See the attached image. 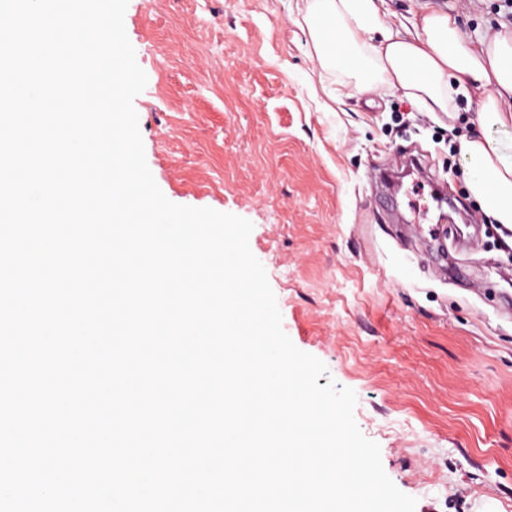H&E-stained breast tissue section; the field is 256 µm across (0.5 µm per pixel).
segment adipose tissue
Returning <instances> with one entry per match:
<instances>
[{"label":"adipose tissue","instance_id":"adipose-tissue-1","mask_svg":"<svg viewBox=\"0 0 512 512\" xmlns=\"http://www.w3.org/2000/svg\"><path fill=\"white\" fill-rule=\"evenodd\" d=\"M321 68L353 76L352 91H404L421 111L449 112L454 95H478V136L462 140L470 194L495 223L512 229V30L463 37L454 17L424 14L413 27L390 23L385 0H303L300 11Z\"/></svg>","mask_w":512,"mask_h":512}]
</instances>
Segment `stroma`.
I'll list each match as a JSON object with an SVG mask.
<instances>
[{"label": "stroma", "mask_w": 512, "mask_h": 512, "mask_svg": "<svg viewBox=\"0 0 512 512\" xmlns=\"http://www.w3.org/2000/svg\"><path fill=\"white\" fill-rule=\"evenodd\" d=\"M301 0H128L147 84L134 100L168 200L253 224L282 327L357 395L354 417L415 512H512V244L470 195L450 115L354 96L323 70ZM470 38L512 29L504 0H386Z\"/></svg>", "instance_id": "stroma-1"}]
</instances>
